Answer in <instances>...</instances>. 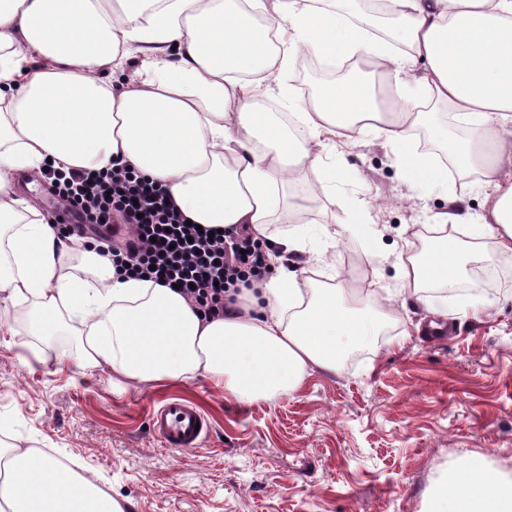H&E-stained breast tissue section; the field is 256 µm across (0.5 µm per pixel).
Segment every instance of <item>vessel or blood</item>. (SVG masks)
Here are the masks:
<instances>
[{"label": "vessel or blood", "instance_id": "1", "mask_svg": "<svg viewBox=\"0 0 512 512\" xmlns=\"http://www.w3.org/2000/svg\"><path fill=\"white\" fill-rule=\"evenodd\" d=\"M149 428L165 447L179 450L199 446L207 434L208 423L196 403L171 398L151 412Z\"/></svg>", "mask_w": 512, "mask_h": 512}]
</instances>
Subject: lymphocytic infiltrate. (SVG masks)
Masks as SVG:
<instances>
[{
	"label": "lymphocytic infiltrate",
	"mask_w": 512,
	"mask_h": 512,
	"mask_svg": "<svg viewBox=\"0 0 512 512\" xmlns=\"http://www.w3.org/2000/svg\"><path fill=\"white\" fill-rule=\"evenodd\" d=\"M45 177L64 203L54 223H65L69 233L80 236L99 233L106 223L130 225L133 233L121 243L107 236L100 240L116 274L177 286L203 319L223 316L224 296L231 288L267 277L260 239L245 229L233 236L199 232L187 224L163 184L133 167L118 164L96 173L51 167Z\"/></svg>",
	"instance_id": "f902f5d3"
}]
</instances>
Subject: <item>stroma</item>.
<instances>
[{
	"label": "stroma",
	"mask_w": 512,
	"mask_h": 512,
	"mask_svg": "<svg viewBox=\"0 0 512 512\" xmlns=\"http://www.w3.org/2000/svg\"><path fill=\"white\" fill-rule=\"evenodd\" d=\"M334 151L350 172L305 199L312 243L350 286L378 275L396 286L404 229H422L445 202L436 191L408 199L383 140L348 133ZM362 202L383 232L377 259L363 238L326 235ZM480 294L495 306L457 318L434 343L416 330L424 311L394 298L374 346L344 354L338 372L313 371L292 394L251 403L202 379L133 388L107 370L82 372L74 337L32 334L31 306L18 304L0 327V431L59 449L125 512H425L467 460L512 475V268L484 287L465 276L448 300ZM173 395L207 418L198 447L166 448L149 429L151 409Z\"/></svg>",
	"instance_id": "1"
}]
</instances>
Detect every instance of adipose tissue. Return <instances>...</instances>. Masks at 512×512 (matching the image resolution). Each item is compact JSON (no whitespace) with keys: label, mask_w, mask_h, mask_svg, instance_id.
I'll use <instances>...</instances> for the list:
<instances>
[{"label":"adipose tissue","mask_w":512,"mask_h":512,"mask_svg":"<svg viewBox=\"0 0 512 512\" xmlns=\"http://www.w3.org/2000/svg\"><path fill=\"white\" fill-rule=\"evenodd\" d=\"M384 12L378 36L356 0H0V304L32 303L35 332L66 326L82 371L108 369L130 386L199 377L241 401L270 400L312 369L336 372L343 353L373 346L380 320L346 308L345 288L298 282L284 266L289 251L324 264L308 234L280 238L267 253L275 277L205 321L172 288L117 276L110 257L62 237L20 177L47 161L100 170L121 160L164 184L192 223L263 237L274 215L305 214L295 188L306 172L324 187L343 178L332 144L351 131L384 138L410 191L441 188L449 207L433 217L431 247L400 251L396 266L401 293L456 319L447 293L461 278L462 238L512 258V0H385ZM303 53L376 68L371 82L333 84L305 107L278 86L291 126L246 79L280 74ZM426 98L466 138L449 140ZM422 125L479 177L477 222L453 210L447 166L417 151ZM0 512L124 509L56 456L10 448L0 449ZM427 512H512V478H486L473 460L436 487Z\"/></svg>","instance_id":"obj_1"}]
</instances>
